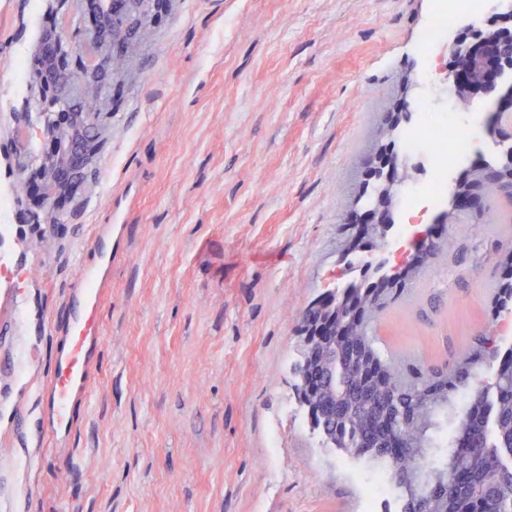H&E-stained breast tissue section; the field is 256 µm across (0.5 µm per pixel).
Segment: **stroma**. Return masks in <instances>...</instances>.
I'll return each mask as SVG.
<instances>
[{"mask_svg": "<svg viewBox=\"0 0 512 512\" xmlns=\"http://www.w3.org/2000/svg\"><path fill=\"white\" fill-rule=\"evenodd\" d=\"M53 0H0V197L32 317L0 321V512H364L369 462L327 444L291 367L302 310L343 287V222L378 112L419 56L429 0H172L58 224H28L13 115ZM120 224L76 428L44 434V382L82 241ZM419 302L369 333L389 361L452 364L489 322L512 222L450 224ZM54 333H44L42 320Z\"/></svg>", "mask_w": 512, "mask_h": 512, "instance_id": "1", "label": "stroma"}]
</instances>
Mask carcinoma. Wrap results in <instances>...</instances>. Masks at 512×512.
Segmentation results:
<instances>
[{"label": "carcinoma", "instance_id": "carcinoma-1", "mask_svg": "<svg viewBox=\"0 0 512 512\" xmlns=\"http://www.w3.org/2000/svg\"><path fill=\"white\" fill-rule=\"evenodd\" d=\"M152 12L151 0H142L135 14L117 18L115 25L132 28ZM94 135L93 127L81 117L60 137L88 140ZM481 168L479 160L460 171L455 193L484 187ZM360 188V197L370 205L384 195L398 206V185L385 189L362 180ZM508 191H512V165L503 166L499 185L487 189L488 209L474 223H493L494 202L499 193ZM436 250L433 243L415 252L403 270H388L382 262L338 290L336 322L351 323L353 335L336 337V386H315L312 420L336 447L391 465L400 512H512V462L508 459L512 454V348L502 349L492 329H483L471 337L468 350L451 367L425 369L382 360L369 336L370 326L428 268ZM511 309L512 280L507 278L496 285L491 315ZM329 362L301 345L295 366L311 371ZM487 362L497 363L494 382L475 390L448 441L437 442L440 414ZM398 437L411 447L396 468L391 440ZM430 453L436 463L428 467L425 461Z\"/></svg>", "mask_w": 512, "mask_h": 512}]
</instances>
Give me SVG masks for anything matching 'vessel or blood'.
Instances as JSON below:
<instances>
[{
    "mask_svg": "<svg viewBox=\"0 0 512 512\" xmlns=\"http://www.w3.org/2000/svg\"><path fill=\"white\" fill-rule=\"evenodd\" d=\"M85 248L94 252L96 260L76 269L70 294L73 314L66 336L55 352L47 384L38 395L40 405L47 409L44 430L56 436L71 435L73 409L89 391L94 353L100 339L99 309L112 269L111 251L100 248L97 240H89ZM25 266L21 253L13 248L12 236H1L0 316L17 324L23 321L24 307L14 291L12 270Z\"/></svg>",
    "mask_w": 512,
    "mask_h": 512,
    "instance_id": "vessel-or-blood-1",
    "label": "vessel or blood"
}]
</instances>
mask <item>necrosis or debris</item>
Segmentation results:
<instances>
[{"label":"necrosis or debris","mask_w":512,"mask_h":512,"mask_svg":"<svg viewBox=\"0 0 512 512\" xmlns=\"http://www.w3.org/2000/svg\"><path fill=\"white\" fill-rule=\"evenodd\" d=\"M489 0H430L429 14L420 37L424 57L420 77V105L413 124L404 138L400 153L402 163L415 167L416 179L401 193L404 214H417L430 219L447 201L450 192L449 171L474 153L472 137L454 120L455 99L447 78L436 68L437 49L455 28L461 17L480 21L488 13ZM447 127L450 135L444 139L431 136L432 126Z\"/></svg>","instance_id":"1"}]
</instances>
